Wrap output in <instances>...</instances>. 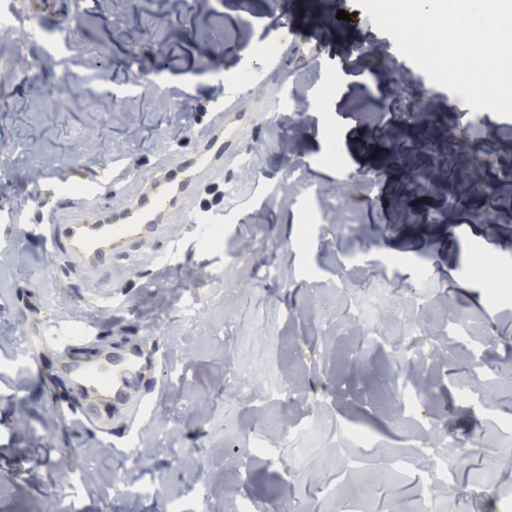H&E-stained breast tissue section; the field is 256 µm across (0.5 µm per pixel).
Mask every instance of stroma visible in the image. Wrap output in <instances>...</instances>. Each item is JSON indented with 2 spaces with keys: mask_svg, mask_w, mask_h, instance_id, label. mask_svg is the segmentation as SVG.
<instances>
[{
  "mask_svg": "<svg viewBox=\"0 0 512 512\" xmlns=\"http://www.w3.org/2000/svg\"><path fill=\"white\" fill-rule=\"evenodd\" d=\"M40 16L46 32L79 13L65 47L44 51L32 40L36 74L15 63L0 66V210L29 191L33 170L45 158L55 165L84 158L71 184L98 183L103 167L125 161L139 171L176 142L193 153L189 119H203L215 83L231 85L236 109L255 115L240 147L254 162L249 173L226 164L237 184L225 198L223 242L209 247L182 234L181 258L172 271L159 258L170 244L156 239L111 258L96 275L62 272L61 256L40 237L0 223V512H171L173 499L198 497L197 512H405L411 482L381 479L388 462L414 454L432 459L442 443L462 461L452 488H438L439 512H501L512 499V444L496 442L492 419L512 422V290L494 285L497 267L512 266V184L494 196L476 191L468 172L479 160L512 162V118L482 113L467 121L464 147L448 149V118L464 113L397 50L354 0L326 8L308 21L300 0H0V9ZM349 13L342 31L328 23ZM141 33L140 69L128 59L127 27ZM361 39L365 50H353ZM276 42L283 55L266 68L256 48ZM105 69L97 83L87 73ZM69 80L63 109H46V96ZM421 92L433 128V157H453L454 183L425 174L412 194L403 186L419 159L389 162L375 154L381 131L403 136L400 108H381L394 88ZM306 100L289 116V98ZM333 159L331 174L317 173ZM314 187V206L328 220L313 226L307 248L296 245L304 224V199L289 187ZM481 213L472 221L473 213ZM478 276H470L474 264ZM115 294L87 301L93 279ZM205 298L196 320L184 290ZM385 304L373 318L374 339L386 365L371 358L350 365L345 351L363 339L344 310L371 292ZM323 297L327 317L314 321L313 297ZM460 313L475 340L491 351L495 371L473 387L468 346L456 345L448 320ZM426 330L420 343L435 353L417 380L426 396L413 422H397L385 370L405 371L394 338L406 321ZM91 323L104 341L120 345L145 337L161 358L159 379L142 387L154 404L133 433L86 435L69 421L57 373L64 348L41 343L55 323ZM35 355L41 375L28 377L24 361ZM250 376L254 397L240 394L230 374ZM280 390L260 407L258 395ZM317 412L331 425L313 456L298 455L287 438H271L274 457L237 481L239 449L248 447L259 420L300 425ZM368 431L380 442L361 470L340 472L336 453L341 424ZM497 465V495L473 488ZM154 485L150 495L118 496L121 487Z\"/></svg>",
  "mask_w": 512,
  "mask_h": 512,
  "instance_id": "35a3bbf8",
  "label": "stroma"
}]
</instances>
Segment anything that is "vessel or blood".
I'll list each match as a JSON object with an SVG mask.
<instances>
[{"label":"vessel or blood","instance_id":"b4317fda","mask_svg":"<svg viewBox=\"0 0 512 512\" xmlns=\"http://www.w3.org/2000/svg\"><path fill=\"white\" fill-rule=\"evenodd\" d=\"M251 122L250 114L220 103L211 106L208 121L197 133L193 155L173 151L164 162L139 174L140 190L117 212H104L89 198L70 207L69 222L60 223L59 210L49 205L50 196L67 184L69 175L57 173L55 181L44 183L34 203L42 223L53 228L52 247L69 267L96 271L112 256L143 241L168 236L177 221L190 224L195 241H203L209 225L219 223L220 213L202 201L211 189L223 186L224 160L239 155L240 140ZM87 339L86 330L57 324L45 341L75 346ZM62 371L82 401L75 419L103 435H110L112 423L142 420L150 412L139 389L156 379L158 364L146 345L102 349L93 358L76 357L65 361Z\"/></svg>","mask_w":512,"mask_h":512}]
</instances>
